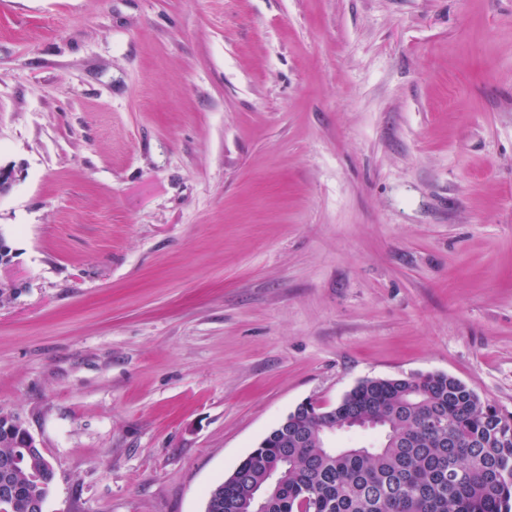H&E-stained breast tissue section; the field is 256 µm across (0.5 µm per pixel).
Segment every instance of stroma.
Wrapping results in <instances>:
<instances>
[{"instance_id":"1","label":"stroma","mask_w":512,"mask_h":512,"mask_svg":"<svg viewBox=\"0 0 512 512\" xmlns=\"http://www.w3.org/2000/svg\"><path fill=\"white\" fill-rule=\"evenodd\" d=\"M0 165L45 512H205L365 379L512 412V0H0Z\"/></svg>"}]
</instances>
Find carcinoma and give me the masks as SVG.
<instances>
[{"label": "carcinoma", "instance_id": "carcinoma-1", "mask_svg": "<svg viewBox=\"0 0 512 512\" xmlns=\"http://www.w3.org/2000/svg\"><path fill=\"white\" fill-rule=\"evenodd\" d=\"M378 423L371 446L321 447L325 418L303 412L288 431L273 430L272 447L250 456L216 484L221 494L208 512H245L251 490L288 465L270 489L264 512H512V413L481 399L444 373L359 382L336 403L340 426L351 414ZM18 498L0 500V512H31L47 500L54 479L45 455L28 448L23 433L0 426V463Z\"/></svg>", "mask_w": 512, "mask_h": 512}]
</instances>
